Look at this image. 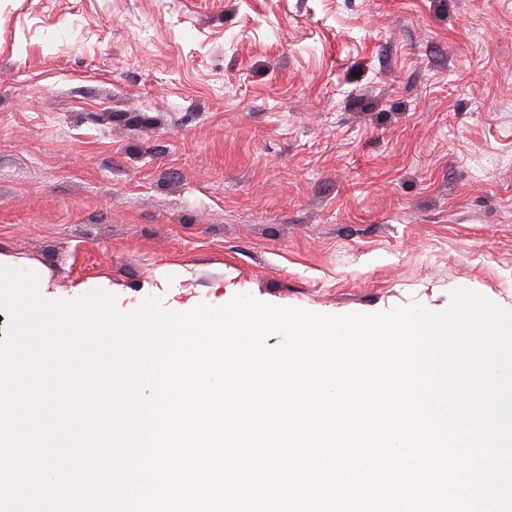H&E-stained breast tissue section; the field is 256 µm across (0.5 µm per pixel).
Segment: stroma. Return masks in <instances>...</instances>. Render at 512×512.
I'll use <instances>...</instances> for the list:
<instances>
[{
	"instance_id": "stroma-1",
	"label": "stroma",
	"mask_w": 512,
	"mask_h": 512,
	"mask_svg": "<svg viewBox=\"0 0 512 512\" xmlns=\"http://www.w3.org/2000/svg\"><path fill=\"white\" fill-rule=\"evenodd\" d=\"M0 253L124 315L512 311V0H0Z\"/></svg>"
}]
</instances>
